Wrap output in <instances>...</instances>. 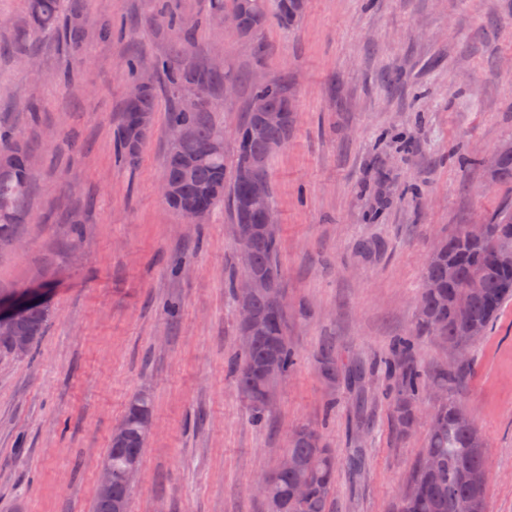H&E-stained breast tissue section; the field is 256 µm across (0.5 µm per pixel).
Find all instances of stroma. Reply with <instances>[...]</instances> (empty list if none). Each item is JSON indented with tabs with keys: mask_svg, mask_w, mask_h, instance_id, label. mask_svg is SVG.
I'll return each mask as SVG.
<instances>
[{
	"mask_svg": "<svg viewBox=\"0 0 512 512\" xmlns=\"http://www.w3.org/2000/svg\"><path fill=\"white\" fill-rule=\"evenodd\" d=\"M82 6L111 18L110 39L88 35L75 59L61 34L46 36L39 80L0 55V116L37 157L23 244L0 253V297L40 285L52 311L34 355L0 354V512H91L112 431L141 392L151 426L129 512H264L255 482L302 426L336 450L331 512H395L425 427L397 436L388 379L331 386L315 355L328 341L346 360L385 357L414 323L437 240L512 202L479 163L512 141V0H308L297 26L273 21L248 42L208 21V0H169L197 23L198 57L223 51L235 86L214 94L226 160L256 85L285 83L295 106L270 180L299 359L261 427L233 377L231 210L189 224L160 193L166 90L138 166L115 159L127 56L152 68L172 34L143 25L153 0ZM462 153L475 164L460 168ZM468 361L467 384L448 393L484 437L490 512H512V302Z\"/></svg>",
	"mask_w": 512,
	"mask_h": 512,
	"instance_id": "obj_1",
	"label": "stroma"
}]
</instances>
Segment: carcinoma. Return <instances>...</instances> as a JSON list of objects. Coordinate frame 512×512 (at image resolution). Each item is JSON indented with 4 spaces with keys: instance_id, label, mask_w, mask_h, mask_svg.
I'll return each instance as SVG.
<instances>
[{
    "instance_id": "obj_1",
    "label": "carcinoma",
    "mask_w": 512,
    "mask_h": 512,
    "mask_svg": "<svg viewBox=\"0 0 512 512\" xmlns=\"http://www.w3.org/2000/svg\"><path fill=\"white\" fill-rule=\"evenodd\" d=\"M61 0H26L23 36L12 45L20 57L32 54L37 37L49 31L64 30L73 53L91 31L99 37L111 34L110 25L96 22L88 29L82 22L83 8L74 5L66 18H61ZM307 7L306 0H210V12L217 18L226 11L246 10L250 33H255L274 19L288 27L296 24ZM151 20H161L174 33L173 55L157 62L159 74L173 101L166 112L165 124L185 126L193 131L187 152L177 156L163 150V179L174 190L165 199L175 213L187 217L197 205L209 211L229 202L233 223L257 227L256 213L249 207L246 185L241 168L255 161L264 173H269L274 152L271 144L288 140L294 124V104L288 88L279 81H268L254 87L251 98L262 102L271 111L284 112L287 123L267 129L262 136L253 133L256 112L248 110L235 133L237 159L233 171H228L224 152L211 151L212 142L224 135L214 103L201 104L196 110L182 108L181 101L196 96L203 89L214 91L224 83V72L210 68L208 62L190 61L186 53L195 43V29L178 17L158 10ZM157 109L156 83L146 86L137 101L124 102L120 124L115 136V154L126 166L138 164L143 147H134V125L140 115L154 117ZM32 154L27 142L16 137L14 128L0 121V240H21L29 220V199L34 170L28 166ZM493 185L512 186V155L500 158L498 166L489 172ZM247 263L257 272L269 275L277 291L281 288L279 240L268 239L253 232L248 245ZM456 270L454 280H448V265ZM467 304L459 313L456 304ZM512 302V206L507 204L493 211L486 223L478 227L461 224L440 239L428 256L417 297V317L414 327L394 340L385 369L393 376L395 386L388 398L392 406V421L397 433L406 435L415 430L422 414H427L429 427L425 447L420 450L408 482L405 496L397 504V512H488V484L472 487L462 474L488 467L485 441L476 421H464L456 416L460 398L450 397L440 404L425 407L431 388H448L458 384L467 373V366L456 364L453 371L443 367L429 375L414 362L415 346L422 336H437L457 351H467L480 341L499 315L502 307ZM252 307L258 326L252 344L241 349L240 360L233 363L236 387L249 404L253 423L265 422L270 405L254 396L262 364L275 357L285 375L293 373L297 353L288 343L287 310L272 313L270 298L259 295ZM50 309L35 307L22 320L23 333L36 346L46 331ZM318 371L330 383L342 379L361 388L365 368L355 362L345 363L336 356L332 346L321 347L317 355ZM144 444L139 439L137 425L130 422V436L122 444H111L106 455L112 468V496L129 504L131 487L124 482V472L131 461L142 460ZM284 454L293 456L298 467H279L269 473L272 483L263 497L265 512H272V503L282 505L279 512H330V501L336 483V453L327 447L318 433L310 429L294 431ZM306 485L304 497L294 495L295 488Z\"/></svg>"
}]
</instances>
